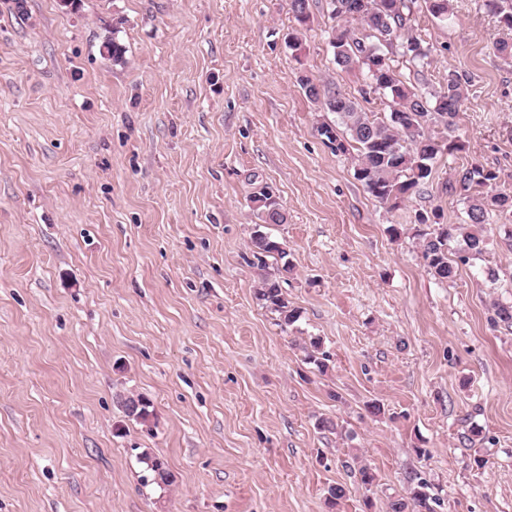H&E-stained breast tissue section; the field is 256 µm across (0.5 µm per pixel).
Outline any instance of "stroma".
<instances>
[{
  "instance_id": "obj_1",
  "label": "stroma",
  "mask_w": 512,
  "mask_h": 512,
  "mask_svg": "<svg viewBox=\"0 0 512 512\" xmlns=\"http://www.w3.org/2000/svg\"><path fill=\"white\" fill-rule=\"evenodd\" d=\"M454 5L442 23L416 0L430 63L395 65L423 90L462 77L463 148L391 211L297 83L363 85L333 60L326 0L304 26L288 0H0V512H388L416 476L435 512H512V326L489 322L512 303V223L490 213L448 281L417 248L418 212L464 222L458 170L512 196V61L492 48L512 32ZM263 186L282 258L252 253ZM270 275L301 313L285 330L255 296ZM145 451L171 484L143 482ZM273 195L272 190L265 186L251 196V202L254 204L253 211L262 224L285 223L286 218L282 212V206L273 199Z\"/></svg>"
}]
</instances>
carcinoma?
<instances>
[{
  "label": "carcinoma",
  "mask_w": 512,
  "mask_h": 512,
  "mask_svg": "<svg viewBox=\"0 0 512 512\" xmlns=\"http://www.w3.org/2000/svg\"><path fill=\"white\" fill-rule=\"evenodd\" d=\"M413 0H328L331 27L329 47L335 64L346 72L358 71L364 76L362 97L383 93L389 97V113L367 112L354 96L336 83L321 81L307 74L298 78L305 96L318 109L336 114V126L321 125L332 131L339 129L335 151L349 154L354 162V177L380 203L394 210L418 192L432 174L434 161L461 145L454 142L456 118L464 105L462 84L449 78L448 84L422 91L401 79L394 66L401 57L415 67L428 64L430 48L423 44L411 24ZM428 13L446 19L453 13L452 0H425ZM486 6L497 17L499 26L512 30V0H486ZM125 46L117 37L103 43V55L112 64L125 62ZM497 180L492 171L477 167L459 175L458 185L467 203V220L462 224L434 222L431 231L418 233L421 254L428 272L440 281L455 277L459 265L480 256L486 247V221L489 212L504 217L512 215V197L493 192L490 182ZM253 211L264 224H283L282 206L265 186L251 196ZM457 244L459 248L452 249ZM254 252L259 255L284 257L280 242L258 231L252 237ZM256 298L278 314L280 325L288 327L297 321L299 311L290 306L277 277L262 279ZM492 324H512V304H492ZM308 362L318 369L327 367L329 356L317 341L306 349ZM127 417L144 424L149 421L148 403L127 397L121 403ZM147 470L156 483L169 484L170 473L165 462L147 453L142 455ZM427 484L421 480L410 487L409 499L390 504V512H433L429 505Z\"/></svg>",
  "instance_id": "cac0c4a2"
}]
</instances>
